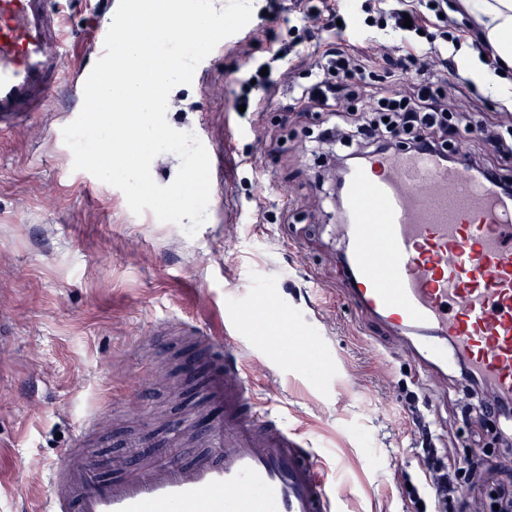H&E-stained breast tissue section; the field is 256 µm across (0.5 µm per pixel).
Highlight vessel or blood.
<instances>
[{"label": "vessel or blood", "mask_w": 512, "mask_h": 512, "mask_svg": "<svg viewBox=\"0 0 512 512\" xmlns=\"http://www.w3.org/2000/svg\"><path fill=\"white\" fill-rule=\"evenodd\" d=\"M61 18L48 0H0V124L43 111L64 81ZM336 222L345 288L362 313L396 328L425 368L470 359L512 394V206L493 178L429 155L375 156L347 176ZM270 302L239 307L224 340L199 337L207 394L223 418L202 436L175 427L155 461L138 437L102 479L84 448H66L45 484L43 512H340L310 442L252 394L243 343Z\"/></svg>", "instance_id": "vessel-or-blood-1"}]
</instances>
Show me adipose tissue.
Segmentation results:
<instances>
[{
    "label": "adipose tissue",
    "mask_w": 512,
    "mask_h": 512,
    "mask_svg": "<svg viewBox=\"0 0 512 512\" xmlns=\"http://www.w3.org/2000/svg\"><path fill=\"white\" fill-rule=\"evenodd\" d=\"M456 7L480 29L490 58L512 68V0H457Z\"/></svg>",
    "instance_id": "adipose-tissue-1"
}]
</instances>
